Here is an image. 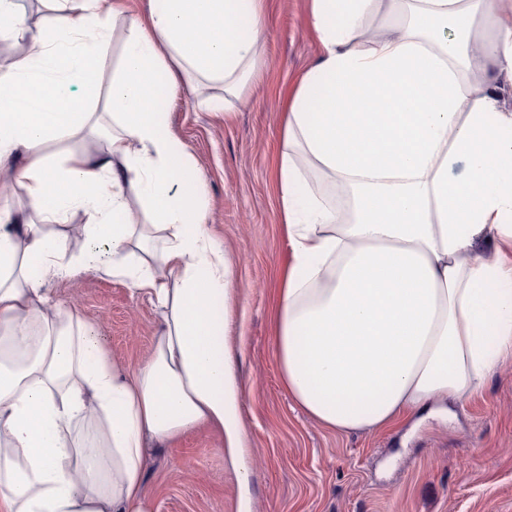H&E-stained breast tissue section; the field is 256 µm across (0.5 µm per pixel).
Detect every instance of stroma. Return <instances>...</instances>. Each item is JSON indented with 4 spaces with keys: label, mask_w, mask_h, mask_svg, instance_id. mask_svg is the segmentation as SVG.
I'll use <instances>...</instances> for the list:
<instances>
[{
    "label": "stroma",
    "mask_w": 512,
    "mask_h": 512,
    "mask_svg": "<svg viewBox=\"0 0 512 512\" xmlns=\"http://www.w3.org/2000/svg\"><path fill=\"white\" fill-rule=\"evenodd\" d=\"M262 65L230 113L207 109L219 86L180 87L163 108L195 159L207 191L206 227L236 271L227 342L244 388L249 473L240 481L207 426L146 457L144 489L156 512H512V360L451 409L435 407L398 427L339 435L290 398L274 352L273 306L290 250L279 218L277 170L287 98L317 60L309 0H263ZM148 0H125L109 24L104 79L120 60L130 19ZM53 295L100 336L108 358L133 371L162 328L159 311L131 283L87 270L52 282Z\"/></svg>",
    "instance_id": "obj_1"
}]
</instances>
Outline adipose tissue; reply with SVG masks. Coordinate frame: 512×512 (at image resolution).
Wrapping results in <instances>:
<instances>
[{
  "label": "adipose tissue",
  "mask_w": 512,
  "mask_h": 512,
  "mask_svg": "<svg viewBox=\"0 0 512 512\" xmlns=\"http://www.w3.org/2000/svg\"><path fill=\"white\" fill-rule=\"evenodd\" d=\"M121 2L81 0L74 15L44 0L49 26L0 24L1 40L27 45L0 103V512H154L148 442L202 423L245 464L226 345L235 271L159 99L206 80L223 90L207 106L230 107L259 72L262 0H149L107 84L106 18ZM383 12L391 23L367 37ZM309 24L321 54L290 96L278 164L291 262L275 351L309 418L374 433L471 397L512 358V264L477 251L512 238V0H310ZM407 88L420 111L396 105ZM100 107L112 127L97 160L46 153L94 132ZM303 158L351 190L350 211L303 189ZM15 185L32 216L10 204ZM75 209L86 249L73 262L47 227ZM79 266L129 280L160 309L135 372L46 289Z\"/></svg>",
  "instance_id": "adipose-tissue-1"
}]
</instances>
